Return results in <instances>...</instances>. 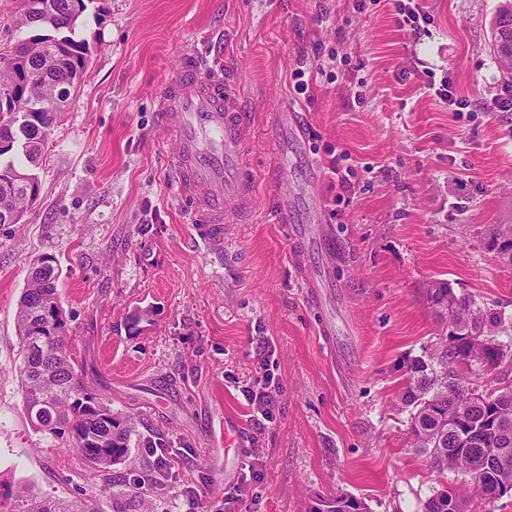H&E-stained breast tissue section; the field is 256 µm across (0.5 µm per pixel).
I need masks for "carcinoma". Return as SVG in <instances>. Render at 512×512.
I'll return each instance as SVG.
<instances>
[{"mask_svg":"<svg viewBox=\"0 0 512 512\" xmlns=\"http://www.w3.org/2000/svg\"><path fill=\"white\" fill-rule=\"evenodd\" d=\"M19 28L27 35L15 41L17 55L0 57V140L12 132L15 117H27L28 144L20 153L0 148V224L19 222L39 194L31 169L38 165L58 112L80 80L90 53L86 39L74 38L78 18L93 0H19ZM512 30V0H506L493 27L492 47L499 52V33ZM59 268L51 256L32 263L17 308L16 327L22 345L19 378L25 411L32 425L77 451L88 466L105 471L125 461L131 435L128 417L112 412L79 380L64 342L63 317L57 283ZM440 314L446 333L431 350L412 360L398 390L400 410L409 412V447L427 457L431 472L472 469L490 484L512 482V456L502 462L498 449L512 448V429L488 424L494 412L512 413V385L473 396V378L457 370L459 358L473 352L457 331L474 316V330L489 343L484 363L492 370L512 364V341L498 335L509 330L502 314L476 305L445 281L426 289ZM111 499L100 494L82 501L45 497L30 485L16 487L7 512H107ZM355 499H321L312 512H350Z\"/></svg>","mask_w":512,"mask_h":512,"instance_id":"cac0c4a2","label":"carcinoma"}]
</instances>
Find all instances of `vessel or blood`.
<instances>
[{"mask_svg":"<svg viewBox=\"0 0 512 512\" xmlns=\"http://www.w3.org/2000/svg\"><path fill=\"white\" fill-rule=\"evenodd\" d=\"M239 88L216 76L196 53H185L159 102L157 120L169 135L180 193L192 201L186 216L205 255L224 254V203L250 210L255 195L245 175L246 130L238 111Z\"/></svg>","mask_w":512,"mask_h":512,"instance_id":"1","label":"vessel or blood"}]
</instances>
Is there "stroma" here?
<instances>
[{
  "label": "stroma",
  "instance_id": "35a3bbf8",
  "mask_svg": "<svg viewBox=\"0 0 512 512\" xmlns=\"http://www.w3.org/2000/svg\"><path fill=\"white\" fill-rule=\"evenodd\" d=\"M501 2L424 0L432 22L414 36L393 0H94L76 25L89 63L36 169L38 200L0 224V501L24 483L66 500L106 486L122 512H141L131 484L160 442L179 454L154 512H224L243 468L223 451L230 413L266 461L239 512H311L336 495L418 512L435 480L394 395L444 327L427 285L512 318V266L489 246L493 225L512 224V112L495 107L512 83L491 49ZM189 51L235 79L249 130L253 217L227 202L219 264L193 242L156 122ZM317 61L328 77L296 98L291 72ZM444 79L469 110L435 93ZM288 104L304 135L280 156L274 115ZM337 167L354 170L348 190ZM283 194L290 222L308 226L302 245L277 219ZM321 232L334 254L317 251ZM43 255L58 264L79 376L133 423L106 475L24 411L16 310ZM319 274L329 285L315 298L304 282ZM269 378L280 404L257 428L240 389Z\"/></svg>",
  "mask_w": 512,
  "mask_h": 512
}]
</instances>
